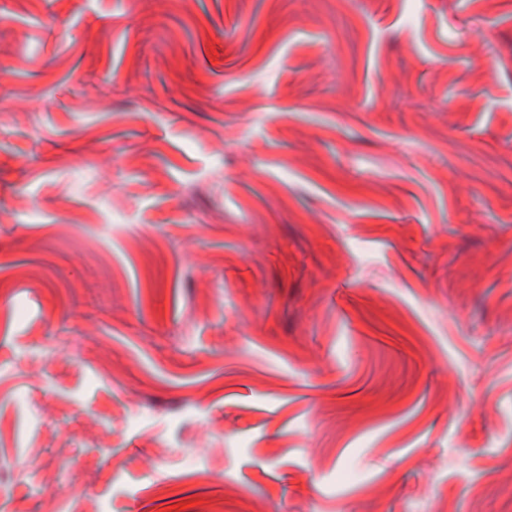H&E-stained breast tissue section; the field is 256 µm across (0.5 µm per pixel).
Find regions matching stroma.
I'll return each instance as SVG.
<instances>
[{"label": "stroma", "mask_w": 512, "mask_h": 512, "mask_svg": "<svg viewBox=\"0 0 512 512\" xmlns=\"http://www.w3.org/2000/svg\"><path fill=\"white\" fill-rule=\"evenodd\" d=\"M439 502L512 512V0H0V512Z\"/></svg>", "instance_id": "stroma-1"}]
</instances>
